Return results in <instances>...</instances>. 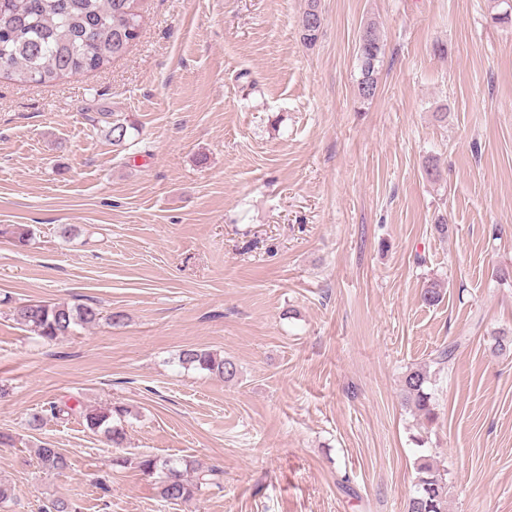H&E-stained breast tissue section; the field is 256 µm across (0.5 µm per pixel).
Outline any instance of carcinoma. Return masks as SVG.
<instances>
[{
  "label": "carcinoma",
  "instance_id": "cac0c4a2",
  "mask_svg": "<svg viewBox=\"0 0 512 512\" xmlns=\"http://www.w3.org/2000/svg\"><path fill=\"white\" fill-rule=\"evenodd\" d=\"M136 0H0V72L20 83L47 84L64 76L103 68L123 56L139 37L142 16ZM303 17L315 23L302 28L303 42H316L321 27L319 0H308ZM384 54V41L376 22L363 24L358 36L360 77L357 97L362 103L373 100L378 88V64ZM138 131L131 119H114L109 129L112 145L121 147ZM442 295L437 279L427 282L423 301L433 306ZM100 312L92 305L69 306L29 301L14 308L17 323L41 339L52 342L72 332L77 326L94 324ZM179 362L216 374L227 381L237 377L236 363L203 348H189L179 355ZM428 367L409 369L403 377L401 399L421 419H435L433 394L429 391ZM127 409L113 405L80 412L87 429L104 433L114 446L125 440L124 428L117 421ZM37 459L45 470L68 467L67 457L48 445L37 449ZM146 475L160 474L161 498L187 502L211 486H219L220 471L193 469L188 479L170 461L144 456L139 461ZM406 512H448L447 471L434 465L431 458L420 457L415 490L408 499Z\"/></svg>",
  "mask_w": 512,
  "mask_h": 512
}]
</instances>
